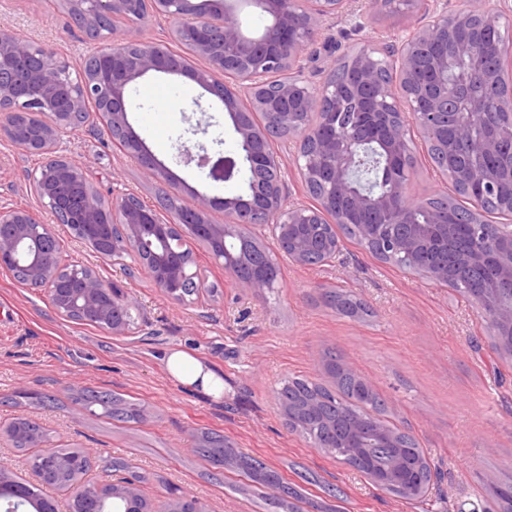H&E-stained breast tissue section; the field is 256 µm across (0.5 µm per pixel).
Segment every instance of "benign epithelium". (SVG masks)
<instances>
[{
    "label": "benign epithelium",
    "mask_w": 512,
    "mask_h": 512,
    "mask_svg": "<svg viewBox=\"0 0 512 512\" xmlns=\"http://www.w3.org/2000/svg\"><path fill=\"white\" fill-rule=\"evenodd\" d=\"M136 0H60L69 20L103 46L74 66L50 45L38 43L8 28L0 29V133L14 139V117L30 118L25 139L16 145L37 153L41 167L31 178V192L53 215L45 223L27 206H0V268L19 269L20 283L45 290L53 309L76 321H93L116 336L129 334L135 302L120 288L107 284L86 264L65 259L54 248L55 225L66 226L73 238L89 246L102 260L131 256L169 300L183 302L202 290L200 272L185 237L202 244H240L236 255L224 251V273L256 295L274 287L267 273L273 263L255 235L267 226L279 250L299 265L332 259L339 248L338 229L349 223V212L361 211L370 220L361 226L363 238L382 256L414 260L422 250L444 261L413 265L409 272L449 285L494 265V276L479 282L481 300L489 307L495 335L512 332V301L499 289H512V225L486 222L485 202L495 199L499 214L512 217V194L505 195L501 177L489 171L483 158L502 153L512 144V122H490L488 101L466 82L440 79L448 55L429 54L446 41L451 54L471 61L472 74L489 85L508 89L495 99L496 108L512 115V44H488L475 36L454 38L493 16H512V0H467L462 10L448 9V0H431L424 22L402 31L381 46H364L351 54L329 56L314 84L306 75L302 52L324 33L330 19L347 15L351 0H251L266 17L256 37L244 34L235 0H150L153 15L171 20L169 37L206 66L193 68L162 41L137 34L144 11L131 12ZM188 77L220 101L228 115L249 181L240 194L215 198L196 192L181 199L182 185L137 134L129 120L130 88L149 73ZM105 123L113 143L135 156L144 175L166 185L153 205L132 192L104 195L85 165L64 154L63 140L89 124ZM487 129L474 137L470 121ZM452 127V140L462 164L435 165L441 175L438 195L448 197L457 187L468 191L471 208L460 224L442 223L432 210L426 225L411 221L414 199L407 184L395 182L389 193H374L357 185L352 171L367 142L380 146L390 174L409 168L415 134L430 149L434 133ZM282 133L297 146L295 170L312 203L288 202L280 157L269 145ZM179 159L207 172L212 159L225 163L220 152L204 145L180 146ZM224 213V223L211 211ZM471 241L459 251L460 236ZM91 453L75 451L57 456L52 470L36 469L32 479L44 482L69 478L72 512H106V504L121 497L137 512H207L204 504L181 495L161 505L146 499L141 481L130 477L112 487L91 488L79 473ZM27 484L0 471V506L18 512H50L51 505L30 502Z\"/></svg>",
    "instance_id": "benign-epithelium-1"
}]
</instances>
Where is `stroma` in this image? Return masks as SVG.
<instances>
[{"label":"stroma","mask_w":512,"mask_h":512,"mask_svg":"<svg viewBox=\"0 0 512 512\" xmlns=\"http://www.w3.org/2000/svg\"><path fill=\"white\" fill-rule=\"evenodd\" d=\"M359 21H336L330 39L347 51L380 43L415 24L423 6L393 11L375 0H354ZM56 47L80 63L95 45L70 29L57 0H0V27ZM329 39V40H330ZM129 116L150 150L183 182L186 193L239 194L240 181L212 183L177 157L180 143L212 152L235 148L220 102L179 75H149L130 92ZM203 133H195V125ZM65 153L84 163L101 190H132L147 204L161 186L147 179L105 130L65 138ZM41 165L0 136V205L38 207L29 179ZM66 259L94 265L101 277L135 301L132 330L115 336L59 316L44 289L22 286L0 268V422L28 416L47 430L46 445L92 448L99 466L126 459L145 478L148 499L197 498L208 512H280L251 497L247 479L203 459L198 436L214 431L238 451L262 460L302 496L299 512H499L489 480L512 479V358L492 346L475 306L447 288L376 259L342 239L333 262L296 266L274 253L273 292L258 298L224 275V264L193 244L200 296L177 303L145 275H126L121 263L99 259L67 230ZM363 300L371 316L354 319L325 305L320 289ZM182 350L212 365L224 380L213 396L182 385L165 368ZM353 364L386 403L384 422L414 436L440 470L424 502L375 487L332 455L289 431L275 399L285 380L323 385L324 354ZM86 389L112 391L137 403L140 422H117L75 404Z\"/></svg>","instance_id":"35a3bbf8"}]
</instances>
